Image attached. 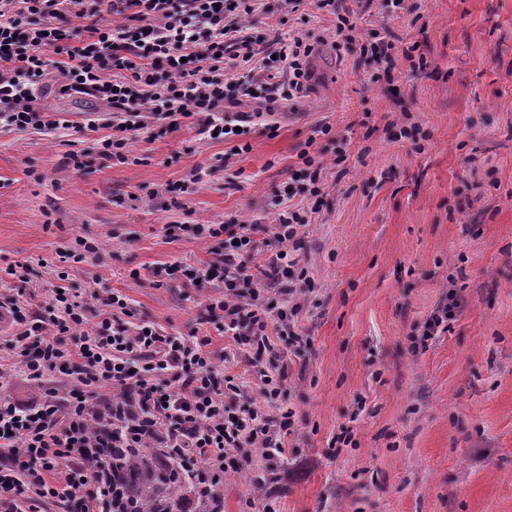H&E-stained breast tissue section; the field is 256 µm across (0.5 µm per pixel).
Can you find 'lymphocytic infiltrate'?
Here are the masks:
<instances>
[{
	"label": "lymphocytic infiltrate",
	"instance_id": "1",
	"mask_svg": "<svg viewBox=\"0 0 512 512\" xmlns=\"http://www.w3.org/2000/svg\"><path fill=\"white\" fill-rule=\"evenodd\" d=\"M258 8V0H0V124L68 127V120L50 118L35 94L52 55L63 54L61 93L92 95L115 112L112 135L100 143L105 158L127 162L126 148L142 130L173 132L184 119L198 120L205 133L222 140L248 134L252 117L240 104L300 92L313 51L300 38H254L248 19ZM271 55L282 64L279 74L266 68ZM299 158L304 175L270 232L281 247L270 281L250 268L263 246L257 238L262 225L235 220L191 227L196 238L233 242L223 260L153 270L160 279L180 275L193 286L209 283L213 292L202 305L207 320L257 355L271 352L274 331L300 341L295 318L312 291L289 248L324 194L323 161L306 151ZM106 304L109 313L91 325L88 300L67 290L52 292L43 314L18 298L0 297L12 336V365L0 364V379L16 366L41 389L26 405L0 397V512L49 502L99 512L102 487L88 460L94 449L109 447L112 420L127 402L137 409L127 445L145 433L169 459L202 460L212 488L223 486L242 449L268 459L282 454L293 414L270 411L282 393L283 367L257 371L262 400L250 401L249 385L226 368L225 354L209 350V337L135 323L116 294ZM106 385L120 388V401L104 404L97 417L88 394Z\"/></svg>",
	"mask_w": 512,
	"mask_h": 512
}]
</instances>
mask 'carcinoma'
<instances>
[{"mask_svg": "<svg viewBox=\"0 0 512 512\" xmlns=\"http://www.w3.org/2000/svg\"><path fill=\"white\" fill-rule=\"evenodd\" d=\"M124 438L117 431L116 447L98 449L92 467L110 487L103 512H213L198 495L205 469L166 459L148 440L126 448Z\"/></svg>", "mask_w": 512, "mask_h": 512, "instance_id": "1", "label": "carcinoma"}]
</instances>
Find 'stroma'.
Returning <instances> with one entry per match:
<instances>
[{"mask_svg":"<svg viewBox=\"0 0 512 512\" xmlns=\"http://www.w3.org/2000/svg\"><path fill=\"white\" fill-rule=\"evenodd\" d=\"M264 2L253 35L313 44L311 78L275 108L243 102L259 115L247 151L187 123L141 133L130 162L101 158L111 106L59 94L57 73L36 95L69 128L0 127V296L32 293L42 307L64 287L91 297L92 325L118 293L136 319L209 337L232 373L254 380L246 348L203 319V290L156 285L152 271L223 257V239L184 225L273 223L299 153H321L325 196L298 252L314 283L297 323L307 343L272 338L288 366L278 404L295 423L283 454H253L225 476L224 512H512V0H345L357 42L394 46L377 82L374 64L337 48L314 0L293 13ZM413 45L415 66L403 55ZM197 168L190 194L165 193ZM81 239L99 252L61 261ZM16 263L26 280L7 275ZM452 292L454 319L419 346ZM346 429L349 445L337 441Z\"/></svg>","mask_w":512,"mask_h":512,"instance_id":"1","label":"stroma"}]
</instances>
